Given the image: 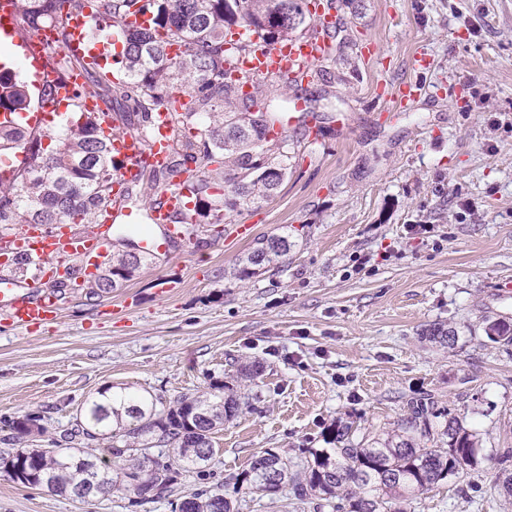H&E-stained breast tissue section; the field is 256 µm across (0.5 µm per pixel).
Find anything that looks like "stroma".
<instances>
[{"label":"stroma","instance_id":"1","mask_svg":"<svg viewBox=\"0 0 512 512\" xmlns=\"http://www.w3.org/2000/svg\"><path fill=\"white\" fill-rule=\"evenodd\" d=\"M344 24L311 87L326 106L320 143L298 144L279 193L228 213L247 240L193 229L121 288H67L57 321L0 320V424L49 414V437L109 386L171 400L224 381L250 407L216 436L214 482L266 449L300 457L334 423L376 434L433 394L476 437L479 465L412 512H512L495 485L512 448V350L484 319L512 323V0H336ZM425 66H418L417 57ZM426 94L387 113L381 91ZM287 234L277 265L234 272L257 240ZM178 288L163 293L165 281ZM460 332L444 349L421 337ZM259 363L253 380L236 377ZM49 437H37L44 448ZM476 484L471 497L460 489ZM124 494L80 500L0 472V512H128Z\"/></svg>","mask_w":512,"mask_h":512}]
</instances>
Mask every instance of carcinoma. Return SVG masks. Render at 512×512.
Returning <instances> with one entry per match:
<instances>
[{
  "label": "carcinoma",
  "mask_w": 512,
  "mask_h": 512,
  "mask_svg": "<svg viewBox=\"0 0 512 512\" xmlns=\"http://www.w3.org/2000/svg\"><path fill=\"white\" fill-rule=\"evenodd\" d=\"M63 1L74 13L90 8L110 27L125 31L117 58L123 81L98 73L88 77L108 111L114 112L117 99L129 104L131 111L112 117L116 132L145 136L151 113L176 82L189 98L180 118L196 134L174 141V160L165 170H150L148 180L153 186L162 180L187 188L194 198L192 223L222 224L226 212L276 196L288 176L290 146L302 138L270 137L284 106L260 108L254 96L243 92L246 80L226 69L225 37L236 27L247 28L274 46L312 33L309 0H18L20 29L59 27ZM136 12L151 13V25L126 27L127 17ZM173 41L185 44L184 58L169 57ZM49 60L63 78L79 65L56 49L49 51ZM29 106L26 82L0 73V109ZM70 112L60 127L39 133L0 126V155L25 150L31 159L14 168L10 178L0 179V224H94L100 209L112 204L117 164L108 143L77 103ZM117 244L107 266L127 275L116 282L107 273L98 274L88 285V298L121 287L149 264L143 255L136 265H127L131 242L119 238ZM292 246L286 233L260 239L239 261L236 276L252 277L278 263ZM483 332L492 343L512 346V325L503 320L485 319ZM423 337L445 348L448 338L458 339V330L437 323ZM240 409L232 393L220 399L209 392L184 394L167 402L124 388L101 391L84 401L71 427L50 439L49 448L20 447L24 439L48 433V418L41 413L5 421L10 433L4 441L19 449L0 454V472L23 487L80 499L125 491L135 508L167 495L171 512H239L248 499L284 491L314 504L315 512H407L403 504L478 465L474 434L425 393L408 403L407 414L382 438L358 437L353 426L339 424L327 437L332 447L309 451V460L297 463L267 449L253 455L247 469L207 486L217 453L215 435ZM62 442L69 453L57 451ZM92 447L101 453L88 452ZM497 464L498 486L512 496V450L504 449ZM190 471L204 485L173 497Z\"/></svg>",
  "instance_id": "cac0c4a2"
}]
</instances>
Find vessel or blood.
<instances>
[{
	"instance_id": "obj_1",
	"label": "vessel or blood",
	"mask_w": 512,
	"mask_h": 512,
	"mask_svg": "<svg viewBox=\"0 0 512 512\" xmlns=\"http://www.w3.org/2000/svg\"><path fill=\"white\" fill-rule=\"evenodd\" d=\"M60 19L68 32L63 50L84 62L67 80H60L47 56L49 45L47 31L23 34L19 31L16 0H0V45L9 46L12 54L0 57V70L10 71L23 66L30 77V88L37 104L27 111L0 110V123L23 125L33 130L47 129L55 121L63 119L73 100H80L83 111L100 113V129L109 136L112 157L118 163L114 173V187L137 182L143 168H164L168 161L169 148L177 138V115L188 99L176 93L171 95L154 112L150 119L148 136L138 139L113 132L108 117L103 116L102 103L90 93L80 94L90 70L112 66V51L120 50L121 40L117 32L108 31L106 41L93 40L89 33V17L62 10ZM251 47L247 53H230L228 65L234 71L259 81L283 72L303 70L327 56L330 45L321 38L310 35L271 46L258 35H251ZM54 87L52 100L41 101L45 87ZM188 192L183 188L161 187L157 197L148 204L149 218L153 224L150 233L141 235L139 247L149 257L157 258L175 251L181 240L187 239L189 228L173 223L176 213L187 206ZM121 202H113L101 217L96 230L76 232L63 227L54 233H45L35 225H20L12 234L0 238V252L23 254L35 263L37 277L27 284L0 277V317L14 327L31 329L57 317L60 302L51 289L41 282L43 275L64 267L66 272L77 274L82 267L101 264L108 256L112 244L106 231L110 222L122 215Z\"/></svg>"
}]
</instances>
